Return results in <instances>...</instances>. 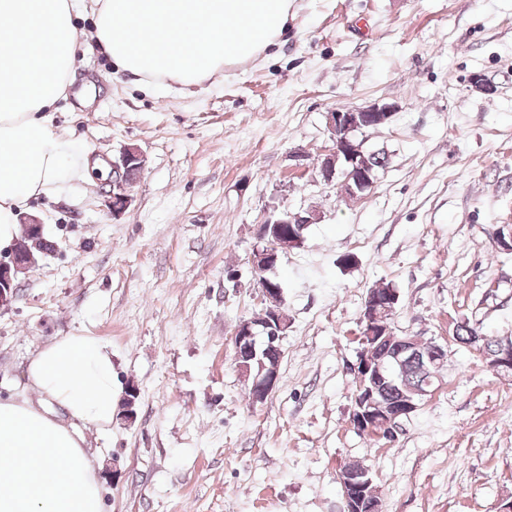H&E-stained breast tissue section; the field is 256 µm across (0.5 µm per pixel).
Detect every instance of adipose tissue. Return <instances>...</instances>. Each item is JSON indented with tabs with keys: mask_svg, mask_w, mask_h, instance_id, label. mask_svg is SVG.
Segmentation results:
<instances>
[{
	"mask_svg": "<svg viewBox=\"0 0 512 512\" xmlns=\"http://www.w3.org/2000/svg\"><path fill=\"white\" fill-rule=\"evenodd\" d=\"M96 41L142 87H190L277 45L290 0H94ZM74 0H0V251L42 195L66 193L86 149L53 125L74 75ZM29 398L0 401V512H105L101 465L55 415L103 428L115 416L112 347L85 334L40 347Z\"/></svg>",
	"mask_w": 512,
	"mask_h": 512,
	"instance_id": "1",
	"label": "adipose tissue"
}]
</instances>
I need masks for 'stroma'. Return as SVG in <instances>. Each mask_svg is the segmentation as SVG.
Wrapping results in <instances>:
<instances>
[{
    "label": "stroma",
    "instance_id": "1",
    "mask_svg": "<svg viewBox=\"0 0 512 512\" xmlns=\"http://www.w3.org/2000/svg\"><path fill=\"white\" fill-rule=\"evenodd\" d=\"M67 93L58 131L106 165L138 147L145 167L118 216L108 176L31 201L56 249L0 309V400L26 396L52 339L111 345L118 388L140 397L133 424L86 433L115 472L106 512H343L336 474L355 460L383 512L512 503V374L475 350L453 348L394 441L350 423L373 285L399 295L395 334L512 333V252L495 242L512 225V0H292L269 58L182 92L143 90L86 36ZM374 102L394 115L361 135L389 155L370 189L348 198L296 167L295 151L331 148L328 112ZM275 209L320 218L276 271L290 323L279 384L253 405L233 332L262 309L250 255Z\"/></svg>",
    "mask_w": 512,
    "mask_h": 512
}]
</instances>
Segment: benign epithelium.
Returning a JSON list of instances; mask_svg holds the SVG:
<instances>
[{
    "mask_svg": "<svg viewBox=\"0 0 512 512\" xmlns=\"http://www.w3.org/2000/svg\"><path fill=\"white\" fill-rule=\"evenodd\" d=\"M393 107L387 104H370L339 108L328 114L327 124L333 146L321 158L320 171L324 181L330 183L336 176L343 177V188L349 195L356 196L372 184L370 175L363 172L358 160L364 154L363 142L357 133L377 124L389 123ZM143 156L136 147L125 149L118 161L112 163V170L120 177L112 180V195L109 206L112 214H120L131 203L132 181L128 173L142 168ZM314 218L299 213L282 211L271 213L260 224L256 243L251 253V263L255 271L264 274L269 270L267 262L272 257L288 252L301 245L303 237L290 230L283 233L280 225L311 224ZM30 265L19 253H12L9 260L0 261V305L6 306L15 296L14 286L20 276L27 273ZM262 301L265 304L264 323L257 325L251 320H242L234 331V361L247 386L251 404L261 403L272 393L279 382V363L282 357L281 341L288 329V319L281 310L283 289L267 287V280L259 281ZM397 297L378 298L367 296L364 302L360 342L362 349L353 367L356 389L353 394L350 422L359 432L369 433L377 438L391 440L396 434L400 419L410 417L418 408L428 390H413L400 393L389 404L379 401L381 385L405 384L406 363L415 361L427 372L432 387L439 381L436 373L438 363L447 358L448 348L457 339L458 326H453L452 335L444 337L445 343L429 342L430 349H419L418 342L411 335L396 339L395 348L385 350L386 360L381 362L372 357V352L383 342L380 321L391 312ZM487 337L476 332L470 336L469 346L490 368L512 370V336L496 338L492 349L486 347ZM139 389L129 386L121 404V419L127 423L135 421ZM345 512H382V503L374 495V481L371 469L343 467L339 471Z\"/></svg>",
    "mask_w": 512,
    "mask_h": 512,
    "instance_id": "obj_1",
    "label": "benign epithelium"
}]
</instances>
